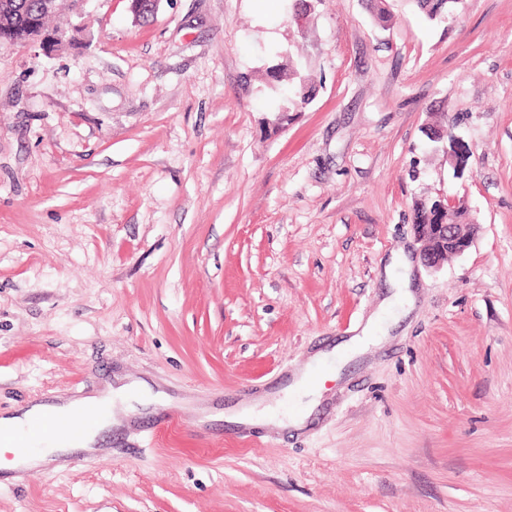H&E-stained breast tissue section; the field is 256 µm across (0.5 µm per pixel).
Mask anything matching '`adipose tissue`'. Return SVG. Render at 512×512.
Masks as SVG:
<instances>
[{
	"mask_svg": "<svg viewBox=\"0 0 512 512\" xmlns=\"http://www.w3.org/2000/svg\"><path fill=\"white\" fill-rule=\"evenodd\" d=\"M139 384L123 383L105 386L97 394L81 399L61 398L50 406L35 404L25 411L7 412L0 415V432L25 433L32 423L44 419L46 413L57 415L95 412V420L76 439L53 433L34 443L30 452L23 456L0 463V468L8 471L26 470L34 467L51 469L63 468L67 456L77 451L94 452L99 432L113 425L109 411L112 404L128 406L137 399ZM289 391L299 402L298 409L287 418L286 424L292 429L305 427L314 409L319 404V379L312 368L302 369L293 379Z\"/></svg>",
	"mask_w": 512,
	"mask_h": 512,
	"instance_id": "ef3b65f1",
	"label": "adipose tissue"
}]
</instances>
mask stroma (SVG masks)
Instances as JSON below:
<instances>
[{
    "instance_id": "stroma-1",
    "label": "stroma",
    "mask_w": 512,
    "mask_h": 512,
    "mask_svg": "<svg viewBox=\"0 0 512 512\" xmlns=\"http://www.w3.org/2000/svg\"><path fill=\"white\" fill-rule=\"evenodd\" d=\"M378 7L83 0L61 43L0 47V413L153 394L104 454L0 473V512H512V0ZM290 58L315 91L287 112ZM449 122L457 171L427 136ZM448 195L476 235L434 271L416 204ZM402 254L384 340L281 427ZM319 381L316 371L307 365L292 380L288 391L297 400H299V408L287 418L281 421L280 425L300 430L306 426L308 419L311 417L314 409L319 405ZM306 399V400H305Z\"/></svg>"
}]
</instances>
